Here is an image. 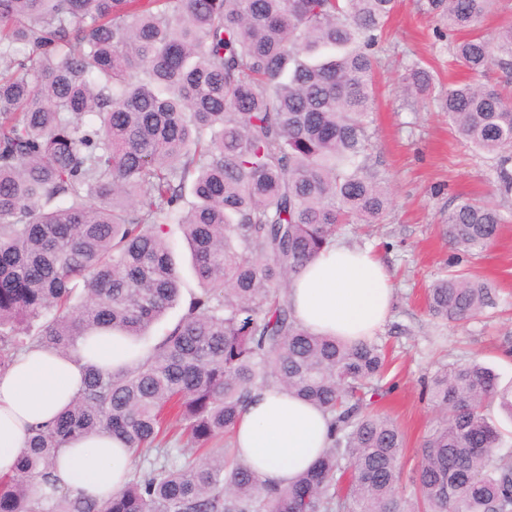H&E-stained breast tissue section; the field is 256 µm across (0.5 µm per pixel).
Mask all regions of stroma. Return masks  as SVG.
Masks as SVG:
<instances>
[{
    "instance_id": "1",
    "label": "stroma",
    "mask_w": 512,
    "mask_h": 512,
    "mask_svg": "<svg viewBox=\"0 0 512 512\" xmlns=\"http://www.w3.org/2000/svg\"><path fill=\"white\" fill-rule=\"evenodd\" d=\"M437 25L427 0H397L390 39L378 51L369 156L386 180L392 204L380 223L351 224L336 236L371 250L395 287L392 316L375 336L391 359L375 408L405 435L402 468L407 473L440 418L424 393L440 367L476 360L491 368L501 385H512V353L502 344L512 335V193L500 190L495 160L461 141L436 104L459 75L449 39L434 34ZM418 61L430 65L433 82L426 92L409 94L401 77L407 65ZM463 197L495 206L506 218L485 250L462 252L448 240V213ZM452 271L493 282L496 312L460 326L429 316V285Z\"/></svg>"
}]
</instances>
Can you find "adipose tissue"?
Wrapping results in <instances>:
<instances>
[{"mask_svg": "<svg viewBox=\"0 0 512 512\" xmlns=\"http://www.w3.org/2000/svg\"><path fill=\"white\" fill-rule=\"evenodd\" d=\"M297 322L314 334L369 338L390 318L394 286L368 250L334 244L309 261L288 290ZM146 354L126 337L102 333L62 356L36 348L0 373V474L13 472L31 429L53 420L80 391L85 368L122 371ZM328 437L325 414L287 392L257 394L235 429L240 459L266 484L285 486L308 470ZM130 457L120 441L102 433L68 442L59 452L56 476L100 499L125 481Z\"/></svg>", "mask_w": 512, "mask_h": 512, "instance_id": "obj_1", "label": "adipose tissue"}]
</instances>
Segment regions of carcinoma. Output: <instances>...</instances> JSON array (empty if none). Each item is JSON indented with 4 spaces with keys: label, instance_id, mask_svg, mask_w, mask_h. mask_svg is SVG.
<instances>
[{
    "label": "carcinoma",
    "instance_id": "obj_1",
    "mask_svg": "<svg viewBox=\"0 0 512 512\" xmlns=\"http://www.w3.org/2000/svg\"><path fill=\"white\" fill-rule=\"evenodd\" d=\"M492 0H428L472 78L439 100L457 135L497 157L512 192V103L476 82L512 70V24L476 26ZM396 0H0V373L23 352L77 351L117 332L137 343L180 297L166 226L181 224L200 292L147 355L85 369L75 400L32 430L0 475V512H512V455L494 403L512 388L477 363L429 385L446 413L401 493L404 437L370 410L386 370L373 340L315 336L288 288L344 224L380 221L366 166L375 48ZM403 80L424 92L430 70ZM504 218L474 199L448 213L450 241L486 248ZM497 306L486 283L445 274L429 314L465 322ZM37 331L29 333L32 324ZM278 387L328 415V447L289 486L260 482L230 435L255 394ZM108 432L133 459L99 501L61 487L67 442ZM183 440L198 456L174 452ZM490 422L494 423L504 434L502 448H498L499 453H512V421L496 406L492 405L486 410Z\"/></svg>",
    "mask_w": 512,
    "mask_h": 512
}]
</instances>
